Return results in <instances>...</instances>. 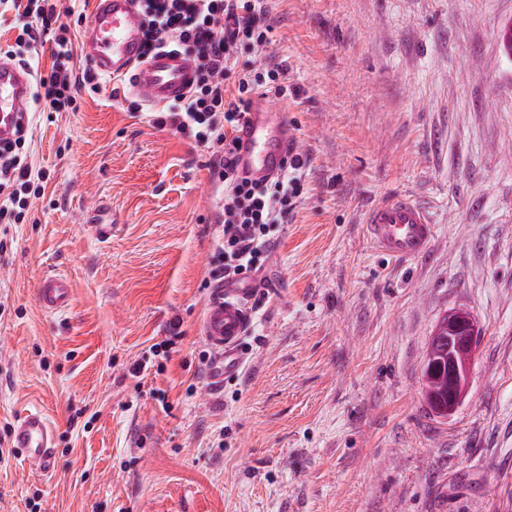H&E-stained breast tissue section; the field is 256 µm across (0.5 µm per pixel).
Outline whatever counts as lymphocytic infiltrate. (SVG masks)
Segmentation results:
<instances>
[{"label":"lymphocytic infiltrate","instance_id":"1","mask_svg":"<svg viewBox=\"0 0 512 512\" xmlns=\"http://www.w3.org/2000/svg\"><path fill=\"white\" fill-rule=\"evenodd\" d=\"M146 20V47L177 48L192 55L197 83L188 96L166 106L156 122L210 150L209 169L217 198L215 254L224 264L218 278L243 277L259 271L268 259L273 225L287 223L302 195L306 155H292L284 173L264 184L252 183L231 160L238 142L234 132L252 96L264 91L285 96V73L279 67L260 73L239 64L245 48L268 40L267 0H138ZM59 0H27L16 12L18 46L38 55L44 39L54 44L48 74H36L33 100L43 112L77 110V86L97 88L91 71L77 73L70 51V27L60 20ZM25 137L0 147V222H22L30 208L24 193L36 173L22 156Z\"/></svg>","mask_w":512,"mask_h":512}]
</instances>
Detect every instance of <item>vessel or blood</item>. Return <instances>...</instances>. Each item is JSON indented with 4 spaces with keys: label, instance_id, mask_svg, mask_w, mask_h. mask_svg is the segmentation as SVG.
Returning <instances> with one entry per match:
<instances>
[{
    "label": "vessel or blood",
    "instance_id": "b4317fda",
    "mask_svg": "<svg viewBox=\"0 0 512 512\" xmlns=\"http://www.w3.org/2000/svg\"><path fill=\"white\" fill-rule=\"evenodd\" d=\"M145 21L137 0H93L89 24L83 29L80 56L95 74L130 81L133 90L153 106L182 100L193 87L196 70L184 52L161 49L146 53ZM34 74L25 64L0 58V142L13 139L16 125L26 119ZM239 143L233 156L236 169L263 182L281 174L297 140L286 112L259 95L234 133ZM108 207L97 203L84 210L82 221L99 240H108L112 225ZM366 232L376 248L393 259L422 255L436 233L430 213L407 195L397 193L372 207ZM257 281H214L200 325V335L213 355L211 375L225 381L237 377L248 351L244 345ZM39 306L48 313L67 309L70 286L58 275L43 276L37 288ZM14 448L38 471L55 466V433L37 410L20 416L11 433Z\"/></svg>",
    "mask_w": 512,
    "mask_h": 512
}]
</instances>
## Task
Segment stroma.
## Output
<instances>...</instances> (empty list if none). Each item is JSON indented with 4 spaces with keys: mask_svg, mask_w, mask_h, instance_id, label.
Masks as SVG:
<instances>
[{
    "mask_svg": "<svg viewBox=\"0 0 512 512\" xmlns=\"http://www.w3.org/2000/svg\"><path fill=\"white\" fill-rule=\"evenodd\" d=\"M268 19L251 59L300 86L280 103L310 165L236 380L210 382L199 334L209 153L109 78L79 111H33L24 151L45 178L0 253V438L40 409L57 465L1 458L0 512H512V0H271ZM394 193L435 220L422 257L367 236ZM101 200L105 243L80 219ZM52 273L72 289L59 313L36 301ZM459 306L477 356L440 418L424 353Z\"/></svg>",
    "mask_w": 512,
    "mask_h": 512,
    "instance_id": "obj_1",
    "label": "stroma"
}]
</instances>
